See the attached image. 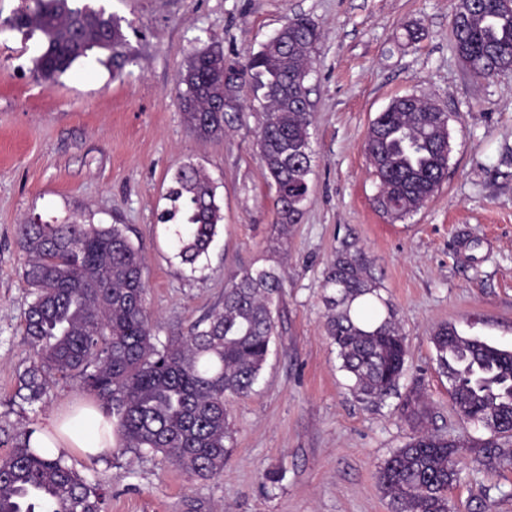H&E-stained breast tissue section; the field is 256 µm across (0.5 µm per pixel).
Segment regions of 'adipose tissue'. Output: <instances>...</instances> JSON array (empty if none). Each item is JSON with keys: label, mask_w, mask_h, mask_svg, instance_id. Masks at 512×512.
Here are the masks:
<instances>
[{"label": "adipose tissue", "mask_w": 512, "mask_h": 512, "mask_svg": "<svg viewBox=\"0 0 512 512\" xmlns=\"http://www.w3.org/2000/svg\"><path fill=\"white\" fill-rule=\"evenodd\" d=\"M31 442L52 458L69 449L87 457L103 458L114 442L112 420L98 406H77L52 417L33 433Z\"/></svg>", "instance_id": "adipose-tissue-1"}]
</instances>
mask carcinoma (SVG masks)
<instances>
[{
	"instance_id": "obj_1",
	"label": "carcinoma",
	"mask_w": 512,
	"mask_h": 512,
	"mask_svg": "<svg viewBox=\"0 0 512 512\" xmlns=\"http://www.w3.org/2000/svg\"><path fill=\"white\" fill-rule=\"evenodd\" d=\"M458 0L450 33L459 57L477 78L512 65V12L500 0ZM31 29L43 46L34 74L54 85L79 60L110 52L112 70L130 62L123 52L121 18L80 0H30L0 21V32ZM319 32L296 17L283 33L285 47L264 45L247 55L241 80L264 109L256 145L271 184L275 223L282 234L298 224L309 196L313 151L304 107L305 84L295 81L312 67ZM189 129L200 139L224 133V50L217 41L194 51L177 80ZM448 113L430 112L423 101L394 99L372 121L365 143L379 181L377 203L398 217L418 210L436 191L448 168ZM161 222L175 226L182 262L195 266L208 254L223 220L215 187L191 162L178 166ZM17 244L26 255L23 277L32 300L25 312L30 365L22 376L40 400L49 384L77 380L112 418L122 447L161 454L172 465L207 479L224 472L232 431L227 403L248 395L268 358L276 323L273 306L283 288L273 267L247 269L224 288L219 309L186 334L159 341L145 303L143 259L118 224H22ZM325 328L336 345L352 391L381 404L399 390L407 344L396 312L368 272L364 253L344 241L324 277ZM439 369L448 375L450 397L461 418L482 424L490 438L469 447L479 465L494 470L512 459V349L454 326L432 336ZM34 429L15 438L0 457V512H104L105 491L65 464L30 448ZM466 444L428 431L414 435L388 457L379 484L393 512H449L448 487L459 478Z\"/></svg>"
}]
</instances>
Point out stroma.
Here are the masks:
<instances>
[{
  "label": "stroma",
  "instance_id": "obj_1",
  "mask_svg": "<svg viewBox=\"0 0 512 512\" xmlns=\"http://www.w3.org/2000/svg\"><path fill=\"white\" fill-rule=\"evenodd\" d=\"M122 20L131 62L113 76L104 55L80 60L52 86L33 74L41 35L0 33V457L8 442L86 400L78 383L28 404L24 312L31 300L19 225L72 215L122 224L144 259L146 306L160 338L179 336L221 304L245 269L278 266V334L252 393L228 405L234 449L221 476L200 479L161 455L114 446L66 463L107 492L105 512H391L379 470L421 431L472 443L435 360L433 331L512 348V70L474 77L450 35L457 0H92ZM320 38L307 83L315 151L300 224L281 235L274 191L256 150L263 109L242 86L222 136L197 139L176 94L194 50L218 40L244 61L292 18ZM420 28L418 38L409 30ZM416 95L449 116L443 182L416 212L378 210L365 141L379 112ZM193 162L212 179L224 216L209 252L183 264L160 213L171 175ZM362 248L407 343L397 395L359 401L326 334L321 286L342 241ZM450 512H512V464L459 462Z\"/></svg>",
  "mask_w": 512,
  "mask_h": 512
}]
</instances>
